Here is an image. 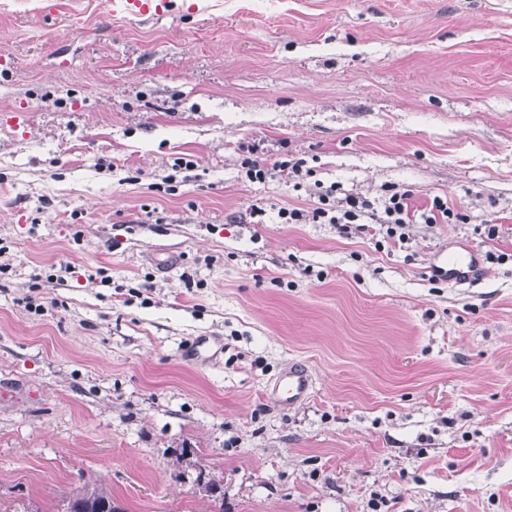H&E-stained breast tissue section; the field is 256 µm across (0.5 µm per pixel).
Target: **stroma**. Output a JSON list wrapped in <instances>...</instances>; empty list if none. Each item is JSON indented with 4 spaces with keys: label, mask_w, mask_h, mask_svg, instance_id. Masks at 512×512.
<instances>
[{
    "label": "stroma",
    "mask_w": 512,
    "mask_h": 512,
    "mask_svg": "<svg viewBox=\"0 0 512 512\" xmlns=\"http://www.w3.org/2000/svg\"><path fill=\"white\" fill-rule=\"evenodd\" d=\"M333 185L468 221L280 223ZM0 247V512H512V0H0ZM171 0H113L112 12L134 16L164 17L171 11ZM243 153L249 155L244 156L241 161V168L245 172V178L252 183H263L267 179L280 176L287 179V182H294V186L300 185V181L307 176H311L310 169H305V162L302 158H293L283 161H275L268 164L255 157L253 147H247ZM448 277L449 284L471 282L479 275V265L471 255L453 260H446V267L441 268ZM313 385L310 371L302 364L294 363L279 377L274 388L275 398L281 405L292 406L303 400ZM73 499L81 503L82 509L80 510V505H78L77 507L71 506L70 510H80V512H123L122 509L115 505L112 499V491L101 483L85 485L81 491L69 498L64 512H70L68 507Z\"/></svg>",
    "instance_id": "35a3bbf8"
}]
</instances>
